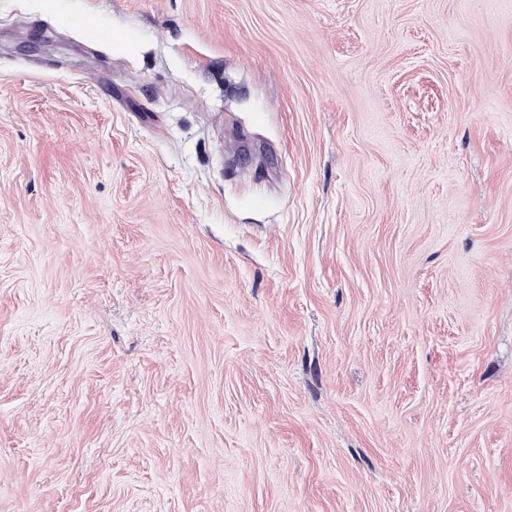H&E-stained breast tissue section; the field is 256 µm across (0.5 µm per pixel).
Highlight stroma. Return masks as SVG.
I'll use <instances>...</instances> for the list:
<instances>
[{"mask_svg":"<svg viewBox=\"0 0 512 512\" xmlns=\"http://www.w3.org/2000/svg\"><path fill=\"white\" fill-rule=\"evenodd\" d=\"M0 512H512V0H0Z\"/></svg>","mask_w":512,"mask_h":512,"instance_id":"stroma-1","label":"stroma"}]
</instances>
